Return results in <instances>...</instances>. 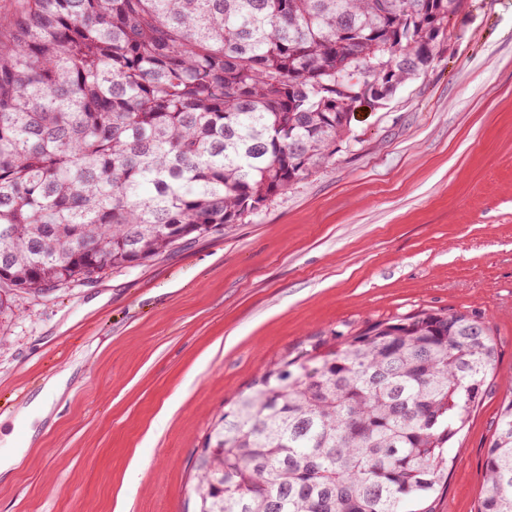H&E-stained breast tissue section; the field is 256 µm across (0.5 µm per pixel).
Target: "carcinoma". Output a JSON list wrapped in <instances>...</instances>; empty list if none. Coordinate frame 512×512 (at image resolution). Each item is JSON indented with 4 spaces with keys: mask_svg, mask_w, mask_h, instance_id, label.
Masks as SVG:
<instances>
[{
    "mask_svg": "<svg viewBox=\"0 0 512 512\" xmlns=\"http://www.w3.org/2000/svg\"><path fill=\"white\" fill-rule=\"evenodd\" d=\"M0 315L233 224L426 73L471 0H12ZM265 366L210 427L194 512H432L490 327L423 308ZM476 512H512V382Z\"/></svg>",
    "mask_w": 512,
    "mask_h": 512,
    "instance_id": "cac0c4a2",
    "label": "carcinoma"
}]
</instances>
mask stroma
Here are the masks:
<instances>
[{
  "instance_id": "35a3bbf8",
  "label": "stroma",
  "mask_w": 512,
  "mask_h": 512,
  "mask_svg": "<svg viewBox=\"0 0 512 512\" xmlns=\"http://www.w3.org/2000/svg\"><path fill=\"white\" fill-rule=\"evenodd\" d=\"M232 228L94 284L19 295L0 323V432L27 444L0 512H192L212 422L311 339L428 307L485 321L495 393L448 445L433 512H476L512 378V0H474L429 71ZM71 376L34 438L13 420Z\"/></svg>"
}]
</instances>
